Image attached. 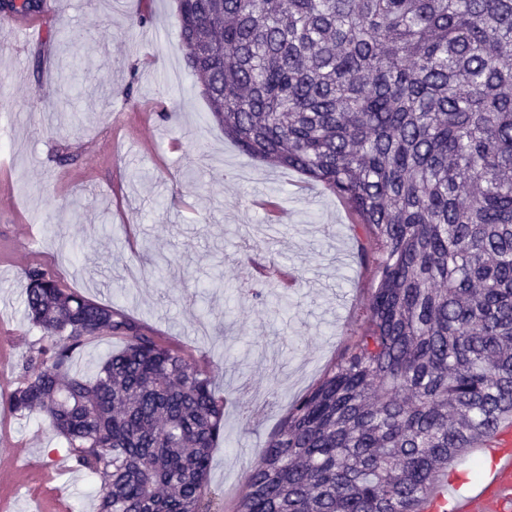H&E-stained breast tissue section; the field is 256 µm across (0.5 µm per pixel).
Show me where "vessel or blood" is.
<instances>
[{
  "label": "vessel or blood",
  "mask_w": 512,
  "mask_h": 512,
  "mask_svg": "<svg viewBox=\"0 0 512 512\" xmlns=\"http://www.w3.org/2000/svg\"><path fill=\"white\" fill-rule=\"evenodd\" d=\"M482 450L492 465L479 484L465 487L437 472L415 512H512V421L502 422Z\"/></svg>",
  "instance_id": "b4317fda"
}]
</instances>
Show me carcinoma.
I'll list each match as a JSON object with an SVG mask.
<instances>
[{
	"label": "carcinoma",
	"instance_id": "carcinoma-1",
	"mask_svg": "<svg viewBox=\"0 0 512 512\" xmlns=\"http://www.w3.org/2000/svg\"><path fill=\"white\" fill-rule=\"evenodd\" d=\"M184 59L246 155L318 181L374 245L367 322L296 399L235 512H413L512 418V0H176ZM41 17L8 0L0 18ZM43 331L8 396L98 512H210L224 393L116 305L24 271ZM120 342L94 373L74 354Z\"/></svg>",
	"mask_w": 512,
	"mask_h": 512
}]
</instances>
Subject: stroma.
Wrapping results in <instances>:
<instances>
[{
  "mask_svg": "<svg viewBox=\"0 0 512 512\" xmlns=\"http://www.w3.org/2000/svg\"><path fill=\"white\" fill-rule=\"evenodd\" d=\"M149 14L142 26L138 14ZM175 0H60L39 38L10 47L0 32V337L21 344L0 360V456L36 460L42 480L0 484L18 512L47 507L97 512L98 486L71 466L66 443L39 416L5 400L28 344L41 330L25 311L24 224L39 227L44 265L69 288L131 316L187 350L243 404L224 416L208 481L211 512H233L249 470L291 402L338 361L365 318L373 286L337 248L365 236L344 203L303 174L244 155L213 120L187 67ZM72 66L71 84L58 79ZM173 262L160 270L163 259ZM294 267L299 278L279 315L245 293L253 265ZM222 287L201 295L215 265Z\"/></svg>",
  "mask_w": 512,
  "mask_h": 512,
  "instance_id": "stroma-1",
  "label": "stroma"
}]
</instances>
